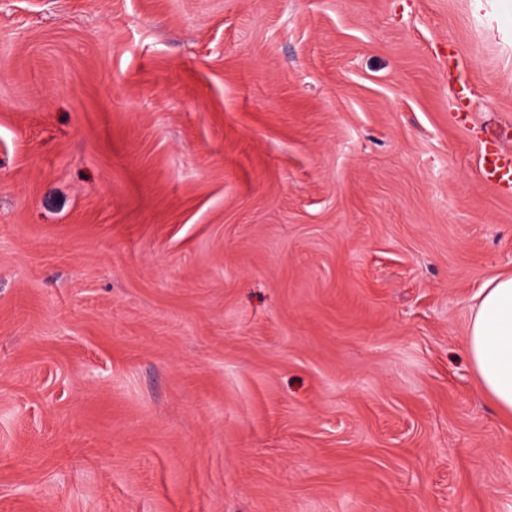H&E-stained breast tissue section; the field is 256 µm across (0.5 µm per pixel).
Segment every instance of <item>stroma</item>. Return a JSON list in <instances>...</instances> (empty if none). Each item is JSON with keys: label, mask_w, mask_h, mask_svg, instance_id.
<instances>
[{"label": "stroma", "mask_w": 512, "mask_h": 512, "mask_svg": "<svg viewBox=\"0 0 512 512\" xmlns=\"http://www.w3.org/2000/svg\"><path fill=\"white\" fill-rule=\"evenodd\" d=\"M491 140L512 0H0V512H512ZM467 351L482 391L501 413L512 415V275L482 287Z\"/></svg>", "instance_id": "stroma-1"}]
</instances>
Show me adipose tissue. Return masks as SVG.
<instances>
[{"label": "adipose tissue", "mask_w": 512, "mask_h": 512, "mask_svg": "<svg viewBox=\"0 0 512 512\" xmlns=\"http://www.w3.org/2000/svg\"><path fill=\"white\" fill-rule=\"evenodd\" d=\"M467 351L482 391L501 413L512 415V275L484 284Z\"/></svg>", "instance_id": "ef3b65f1"}]
</instances>
